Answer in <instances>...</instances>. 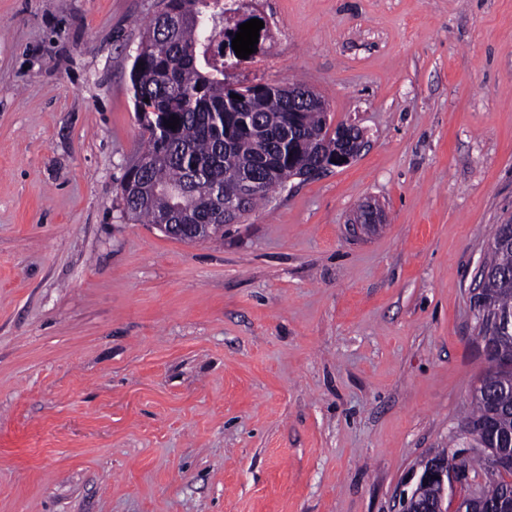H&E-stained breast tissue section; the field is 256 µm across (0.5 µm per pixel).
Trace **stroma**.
Segmentation results:
<instances>
[{
	"label": "stroma",
	"instance_id": "obj_1",
	"mask_svg": "<svg viewBox=\"0 0 512 512\" xmlns=\"http://www.w3.org/2000/svg\"><path fill=\"white\" fill-rule=\"evenodd\" d=\"M226 3L268 29L230 82L304 81L367 143L188 243L116 193L158 0H0V512H399L466 413L512 0Z\"/></svg>",
	"mask_w": 512,
	"mask_h": 512
}]
</instances>
